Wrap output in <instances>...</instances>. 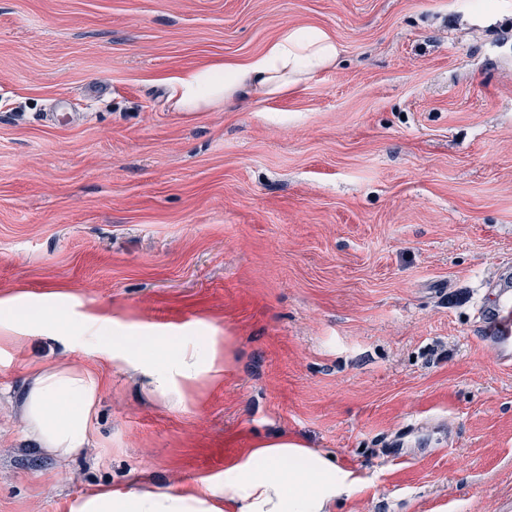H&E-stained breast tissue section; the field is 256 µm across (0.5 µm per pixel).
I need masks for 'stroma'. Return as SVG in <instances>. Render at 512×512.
<instances>
[{"label":"stroma","instance_id":"1","mask_svg":"<svg viewBox=\"0 0 512 512\" xmlns=\"http://www.w3.org/2000/svg\"><path fill=\"white\" fill-rule=\"evenodd\" d=\"M310 26L339 54L281 95L168 103ZM507 261L512 0H0V300L224 367L173 410L108 348L0 346V512L179 494L277 434L357 478L333 512H512V368L475 339ZM33 362L100 378L65 464L23 439Z\"/></svg>","mask_w":512,"mask_h":512}]
</instances>
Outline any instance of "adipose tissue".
I'll use <instances>...</instances> for the list:
<instances>
[{
	"mask_svg": "<svg viewBox=\"0 0 512 512\" xmlns=\"http://www.w3.org/2000/svg\"><path fill=\"white\" fill-rule=\"evenodd\" d=\"M335 41L322 29L284 30L259 56L243 65L189 70L173 78L168 99L179 112H200L244 99L259 89L276 96L332 65ZM8 316L0 340L19 344L24 330L52 339L73 332L85 345L104 346L113 359L143 376L172 409L183 403L184 384L220 376L215 341L209 336H129L87 327L83 320L51 308L1 302ZM100 379L89 369L31 364L21 396L24 438L60 460L94 447ZM348 473L285 439L256 442L224 471L220 481H200L188 494L167 490H103L76 512H330L338 495L352 488Z\"/></svg>",
	"mask_w": 512,
	"mask_h": 512,
	"instance_id": "adipose-tissue-1",
	"label": "adipose tissue"
}]
</instances>
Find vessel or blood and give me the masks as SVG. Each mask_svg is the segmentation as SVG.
Wrapping results in <instances>:
<instances>
[{"mask_svg": "<svg viewBox=\"0 0 512 512\" xmlns=\"http://www.w3.org/2000/svg\"><path fill=\"white\" fill-rule=\"evenodd\" d=\"M495 292L478 307V342L503 367L512 366V278L498 280Z\"/></svg>", "mask_w": 512, "mask_h": 512, "instance_id": "vessel-or-blood-1", "label": "vessel or blood"}]
</instances>
